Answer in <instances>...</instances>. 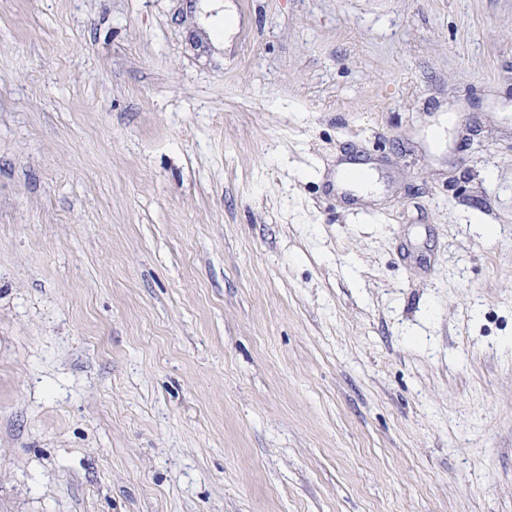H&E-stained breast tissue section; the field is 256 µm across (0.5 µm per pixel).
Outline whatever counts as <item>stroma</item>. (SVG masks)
Listing matches in <instances>:
<instances>
[{
  "label": "stroma",
  "mask_w": 512,
  "mask_h": 512,
  "mask_svg": "<svg viewBox=\"0 0 512 512\" xmlns=\"http://www.w3.org/2000/svg\"><path fill=\"white\" fill-rule=\"evenodd\" d=\"M198 2L0 0V512H512V0Z\"/></svg>",
  "instance_id": "1"
}]
</instances>
